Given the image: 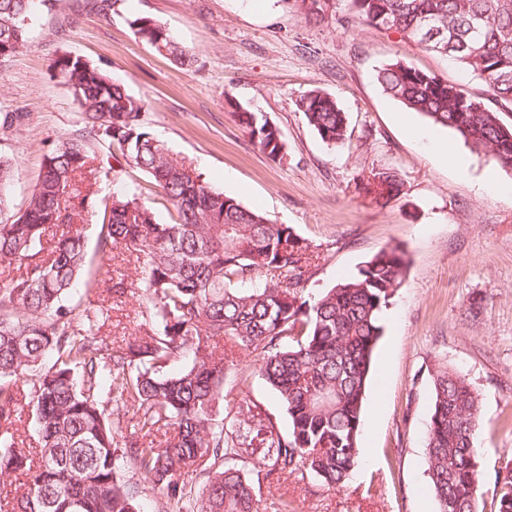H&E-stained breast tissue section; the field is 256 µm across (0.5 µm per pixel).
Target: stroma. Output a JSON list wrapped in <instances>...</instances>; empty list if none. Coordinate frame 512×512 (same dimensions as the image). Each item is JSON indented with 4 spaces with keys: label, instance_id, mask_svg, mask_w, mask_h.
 Segmentation results:
<instances>
[{
    "label": "stroma",
    "instance_id": "1",
    "mask_svg": "<svg viewBox=\"0 0 512 512\" xmlns=\"http://www.w3.org/2000/svg\"><path fill=\"white\" fill-rule=\"evenodd\" d=\"M149 16L166 26L194 56L183 70L156 53L130 25ZM72 52L106 68L146 104L144 122L172 153L191 163L215 190L269 222L290 226L321 254L306 284L319 295L357 274L381 249L398 245L408 266L385 310L364 404L359 446L362 464L341 488L281 472L259 480L263 512H437L427 487L426 432L432 404L430 373L445 366L464 376L480 398L476 442L486 512H493L499 473L512 460V172L473 154L454 133L387 97L374 69L393 58L451 80L463 72L452 60L405 43L399 34L366 25L350 29L309 21L296 0H116L109 13L89 0H42L28 45L0 65V113L20 115L0 125V154L10 158L11 212L24 209L44 154L79 127L80 109L54 67ZM320 88L332 94L348 120V137L327 147L295 101ZM236 100L263 114L288 147L284 162L251 140L228 105ZM431 131L434 141L420 139ZM448 143L463 164L442 163ZM98 166H119L105 144L91 143ZM122 167V166H119ZM395 169L399 196L376 201L359 194L354 179ZM122 183L139 188L162 221L174 211L138 169L122 167ZM495 177L504 192L479 185ZM101 286L77 283L71 306L111 307L104 333L133 341L142 320L140 297H113L122 278L141 272L97 253ZM234 365L224 382V406H253L287 433L288 414L259 375L249 351L220 344Z\"/></svg>",
    "mask_w": 512,
    "mask_h": 512
}]
</instances>
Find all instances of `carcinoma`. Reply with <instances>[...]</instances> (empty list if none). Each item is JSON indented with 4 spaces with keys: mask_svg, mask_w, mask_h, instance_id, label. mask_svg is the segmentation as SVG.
I'll return each instance as SVG.
<instances>
[{
    "mask_svg": "<svg viewBox=\"0 0 512 512\" xmlns=\"http://www.w3.org/2000/svg\"><path fill=\"white\" fill-rule=\"evenodd\" d=\"M309 19L393 31L409 44L446 56L480 80L476 93L396 60L376 74L383 92L451 130L471 152L512 170V0H300ZM38 0H0V62L22 51ZM135 34L177 67L194 57L158 21L140 16ZM81 108L79 133L44 157L24 210L7 213L14 179L0 156V266L24 268L0 281V477L35 469L32 483L3 503L5 512H141L140 486L128 467L164 501L166 512H259L252 477L275 471L345 485L358 469L362 410L382 312L408 264L399 247L383 248L317 297L304 284L320 257L286 224L212 189L175 157L143 121L145 102L108 71L64 53L55 60ZM329 145L347 136L336 99L313 88L295 101ZM239 122L274 161L287 159L277 127L235 105ZM116 148L146 173L177 213L159 221L139 194L93 191L101 177L89 142ZM390 168L356 183L375 200L399 195ZM100 226L103 253L122 247L144 266L141 336L116 346L101 334L109 309L65 305L73 286H97L82 226ZM254 354L259 375L288 413V433L272 421L254 425L243 411L220 408L228 357L216 339ZM35 377L28 405L40 440L37 456L20 446V382ZM427 428L428 487L437 512H483L476 444L480 399L468 380L446 368L432 375ZM136 409L123 434L109 406ZM203 475L202 494L192 476ZM496 512H512V468L495 485Z\"/></svg>",
    "mask_w": 512,
    "mask_h": 512,
    "instance_id": "obj_1",
    "label": "carcinoma"
}]
</instances>
